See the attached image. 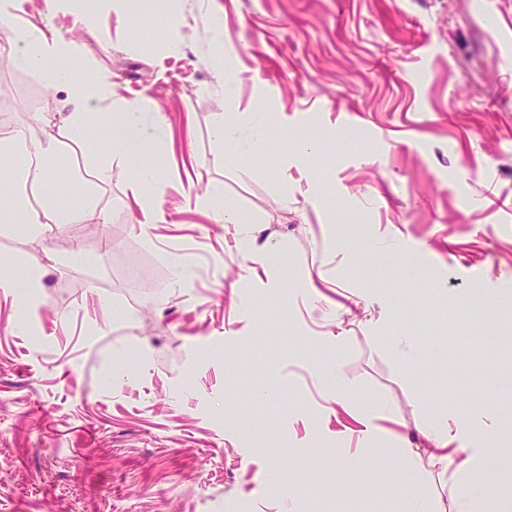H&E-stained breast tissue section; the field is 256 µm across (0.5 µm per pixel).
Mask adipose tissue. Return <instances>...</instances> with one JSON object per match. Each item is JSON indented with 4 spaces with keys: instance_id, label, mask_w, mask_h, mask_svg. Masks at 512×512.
Instances as JSON below:
<instances>
[{
    "instance_id": "1",
    "label": "adipose tissue",
    "mask_w": 512,
    "mask_h": 512,
    "mask_svg": "<svg viewBox=\"0 0 512 512\" xmlns=\"http://www.w3.org/2000/svg\"><path fill=\"white\" fill-rule=\"evenodd\" d=\"M13 2L0 0V24L8 26L18 46L11 58L12 64L41 73L49 87L66 89L71 108L58 138L42 139L17 133L0 139L1 154L25 160L9 179V193L0 197V222L19 225L29 237L37 238L43 224L51 218L59 223L106 221V214L98 211L89 197L72 204L67 194L55 189L57 173L46 166V158L58 150L62 141L83 144L98 126H105V149L95 153L93 160L95 176L102 181L108 178L113 159L132 152L155 153L158 144L155 130L161 120L151 115V106L146 101L105 108L104 102L112 93L111 72H99L89 82L77 79L73 66L84 60L87 45L80 41H50L42 33L15 22L10 10ZM214 134L224 145L225 165H238L244 157L267 151V115L255 111L244 125L219 118ZM480 421L478 414L449 409L445 419L426 430L431 447L400 449L396 471L408 488L405 512H433L429 506L427 474L437 466L449 472L454 486L462 490L455 500L457 512H471L475 499L490 491L481 480L490 463L487 450L485 446L476 447L470 442L471 432Z\"/></svg>"
}]
</instances>
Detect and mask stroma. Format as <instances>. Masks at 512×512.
<instances>
[{"label": "stroma", "instance_id": "stroma-1", "mask_svg": "<svg viewBox=\"0 0 512 512\" xmlns=\"http://www.w3.org/2000/svg\"><path fill=\"white\" fill-rule=\"evenodd\" d=\"M18 21L85 41L79 77L110 71L116 103L164 114L165 221L142 236L144 156L100 183L65 146L57 170L91 186L107 223H51L35 241L0 223L9 276L45 271L27 313L0 291V512H399L383 465L348 466L357 423L321 397L337 375L361 413L394 414L397 448L426 447L421 426L450 406L512 416V0H175L153 21L106 8L95 34L24 0ZM257 108L272 149L225 166L217 113ZM68 110L64 89L0 59V138L48 136ZM214 186L244 223L196 205ZM245 237L273 277L241 256ZM172 254L190 287H173ZM381 316L428 353L413 378L374 338ZM262 389L277 394L263 407ZM261 416L273 429L257 446L240 420Z\"/></svg>", "mask_w": 512, "mask_h": 512}]
</instances>
